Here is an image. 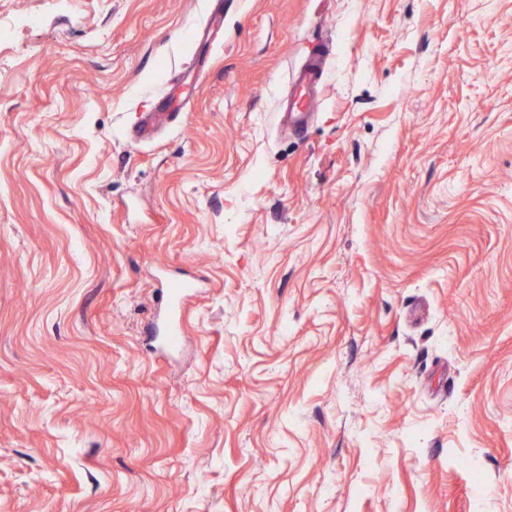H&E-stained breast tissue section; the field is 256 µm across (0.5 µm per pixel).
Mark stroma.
<instances>
[{"instance_id": "1", "label": "stroma", "mask_w": 512, "mask_h": 512, "mask_svg": "<svg viewBox=\"0 0 512 512\" xmlns=\"http://www.w3.org/2000/svg\"><path fill=\"white\" fill-rule=\"evenodd\" d=\"M210 6L0 0V512H512V0ZM329 57V44L317 43L308 51L304 66L293 73V98L288 104V113L284 119L287 129L297 131L308 124L311 112L317 105ZM179 112L178 105L173 100H166L137 127L135 135L138 138L148 139L162 125L172 120L174 114Z\"/></svg>"}]
</instances>
